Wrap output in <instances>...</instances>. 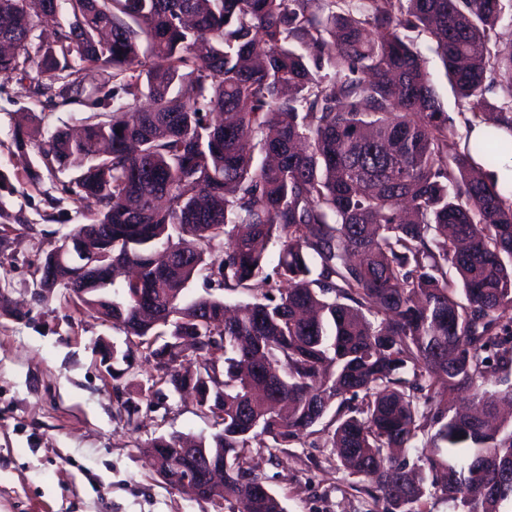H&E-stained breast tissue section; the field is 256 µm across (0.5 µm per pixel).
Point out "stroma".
I'll use <instances>...</instances> for the list:
<instances>
[{
  "label": "stroma",
  "instance_id": "stroma-1",
  "mask_svg": "<svg viewBox=\"0 0 512 512\" xmlns=\"http://www.w3.org/2000/svg\"><path fill=\"white\" fill-rule=\"evenodd\" d=\"M31 80L0 74V167L16 192L0 212V286L12 313L0 310V512H215L211 502L170 488L142 448L159 435L211 436V417L195 401L152 385L153 368L131 357L134 416L118 408L100 343L126 349L122 328L90 309L32 300L35 269L62 234L91 223L94 202L57 200L72 169L46 173L36 147L17 151L12 129L35 113L45 132L79 126L81 105L32 94ZM257 473L286 512H387L386 501L353 490L326 433L293 443L276 457L253 450Z\"/></svg>",
  "mask_w": 512,
  "mask_h": 512
}]
</instances>
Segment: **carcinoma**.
I'll use <instances>...</instances> for the list:
<instances>
[{"label":"carcinoma","instance_id":"cac0c4a2","mask_svg":"<svg viewBox=\"0 0 512 512\" xmlns=\"http://www.w3.org/2000/svg\"><path fill=\"white\" fill-rule=\"evenodd\" d=\"M396 2L0 0V74L35 70L33 93L64 103L83 101L88 68L112 80V111L81 135L47 136L34 113L12 132L47 170L77 165L58 191L98 206L68 266L88 253L125 272L113 294L63 276L38 300L122 327L169 390H208L197 406L221 429L192 444L214 462L217 512H284L257 494L251 441L273 453L331 410L344 468L400 512L430 488L454 512L512 506V192L492 171L512 156V43L495 35L512 0ZM45 21L56 39L34 49ZM411 32L483 138L456 136ZM196 277L251 300L231 316L186 302Z\"/></svg>","mask_w":512,"mask_h":512}]
</instances>
